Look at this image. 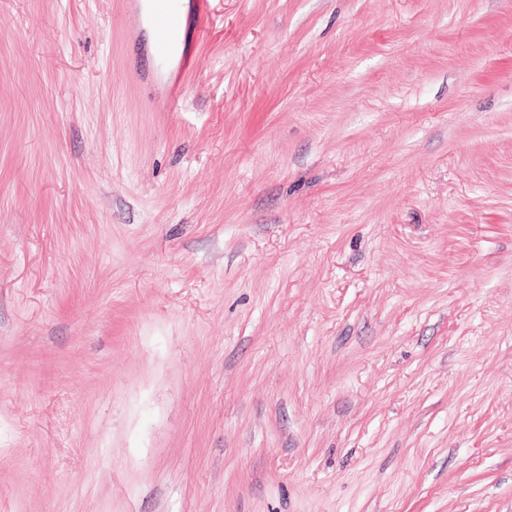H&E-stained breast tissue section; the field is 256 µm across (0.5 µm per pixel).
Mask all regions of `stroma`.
<instances>
[{"label": "stroma", "instance_id": "35a3bbf8", "mask_svg": "<svg viewBox=\"0 0 512 512\" xmlns=\"http://www.w3.org/2000/svg\"><path fill=\"white\" fill-rule=\"evenodd\" d=\"M0 0V512H512V0ZM152 24L155 36L162 46H172V37L180 26L178 0H153ZM181 27V26H180Z\"/></svg>", "mask_w": 512, "mask_h": 512}]
</instances>
